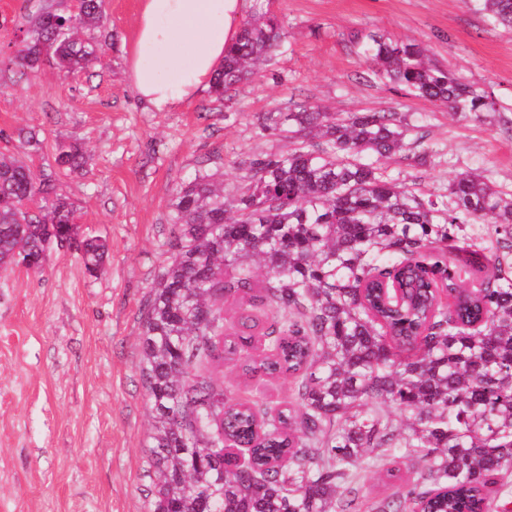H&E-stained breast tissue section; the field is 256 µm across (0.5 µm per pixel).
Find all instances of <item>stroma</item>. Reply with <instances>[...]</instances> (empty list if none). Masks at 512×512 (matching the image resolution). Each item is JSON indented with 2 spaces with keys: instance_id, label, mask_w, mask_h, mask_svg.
Instances as JSON below:
<instances>
[{
  "instance_id": "obj_1",
  "label": "stroma",
  "mask_w": 512,
  "mask_h": 512,
  "mask_svg": "<svg viewBox=\"0 0 512 512\" xmlns=\"http://www.w3.org/2000/svg\"><path fill=\"white\" fill-rule=\"evenodd\" d=\"M140 0H105L104 64L59 75L42 64L0 89V131L32 132L44 151L14 155L45 167L56 143H74L86 165L59 184L80 232L108 251L96 272L53 250L41 272L0 269V512H150V418L140 375L141 317L169 261L176 189L198 170L232 190L244 161L284 150L262 131L267 113L306 98L323 111L405 113L421 126L426 166L413 152L387 173L444 195L455 173L479 169L512 190V31L488 26L466 0H249L244 13L276 14L286 34L258 75L228 101L205 90L166 112L150 109L126 76ZM376 32L424 44L431 58L490 92L496 113L465 120L380 76L350 43ZM376 466L359 500L392 497L409 479Z\"/></svg>"
}]
</instances>
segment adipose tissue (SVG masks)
Here are the masks:
<instances>
[{"instance_id":"adipose-tissue-1","label":"adipose tissue","mask_w":512,"mask_h":512,"mask_svg":"<svg viewBox=\"0 0 512 512\" xmlns=\"http://www.w3.org/2000/svg\"><path fill=\"white\" fill-rule=\"evenodd\" d=\"M246 0H142L128 77L153 110L209 88L234 42Z\"/></svg>"}]
</instances>
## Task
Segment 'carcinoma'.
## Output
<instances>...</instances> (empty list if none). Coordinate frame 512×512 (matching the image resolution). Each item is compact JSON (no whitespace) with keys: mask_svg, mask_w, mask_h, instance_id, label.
Listing matches in <instances>:
<instances>
[{"mask_svg":"<svg viewBox=\"0 0 512 512\" xmlns=\"http://www.w3.org/2000/svg\"><path fill=\"white\" fill-rule=\"evenodd\" d=\"M512 30V0H470ZM27 26L6 66L62 73L101 63L104 0H23ZM265 13L242 24L213 81L222 98L283 43ZM353 47L390 82L465 120L495 112L415 40ZM288 148L243 164L230 196L205 170L173 196L169 263L142 317L150 405L151 512H357L374 459H409L416 478L374 512H512V192L472 170L445 195L418 193L381 160L423 145L401 112L331 116L299 99L262 124ZM38 173L0 152V267L38 257L76 209L57 193L81 168L75 144ZM494 224L495 245L466 236ZM74 248L93 272L107 247ZM245 301L224 330V300ZM288 376L298 411L262 409L212 369Z\"/></svg>","mask_w":512,"mask_h":512,"instance_id":"1","label":"carcinoma"}]
</instances>
